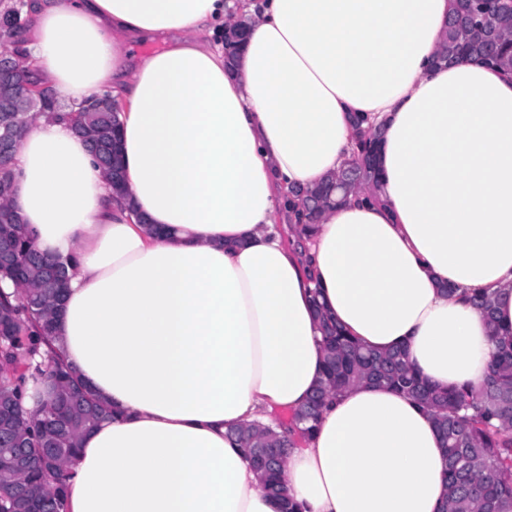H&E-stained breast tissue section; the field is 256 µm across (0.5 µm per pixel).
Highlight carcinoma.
<instances>
[{
    "instance_id": "cac0c4a2",
    "label": "carcinoma",
    "mask_w": 512,
    "mask_h": 512,
    "mask_svg": "<svg viewBox=\"0 0 512 512\" xmlns=\"http://www.w3.org/2000/svg\"><path fill=\"white\" fill-rule=\"evenodd\" d=\"M32 77L29 72L10 79L0 78V119L15 116L3 112L15 88ZM92 135L108 146L119 116L92 114ZM15 184L14 160L0 161V198L9 202ZM0 233L9 237L19 266L25 274L19 281L30 287L27 300L17 292L0 290V403L9 410L0 421V455L9 456L10 433L24 440L31 458L26 470L0 472V512H60V500L69 477L68 465L75 458L84 432L110 416L109 408L94 395L84 392L68 406L44 408L31 417L19 406L20 391L29 372L46 377L53 384L77 389L75 373L50 354L47 369H30L28 356L37 351L45 337L54 333V319L43 314L52 309L58 297L44 287L46 262L67 269V264L38 252L24 224H5ZM321 328L333 333L324 345L326 381L313 392L315 407L301 424L303 437L316 427L327 398L349 385L366 381L391 388L425 406L433 413L438 429L445 436L447 512H512V336L494 337L490 370L481 391L441 390L429 384L410 364L405 349L377 352L362 347L343 331L324 308L314 304ZM58 431L62 439L53 461L39 457V443L46 431Z\"/></svg>"
}]
</instances>
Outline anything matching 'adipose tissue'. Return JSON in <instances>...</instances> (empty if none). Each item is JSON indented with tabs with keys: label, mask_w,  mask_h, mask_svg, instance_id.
I'll return each mask as SVG.
<instances>
[{
	"label": "adipose tissue",
	"mask_w": 512,
	"mask_h": 512,
	"mask_svg": "<svg viewBox=\"0 0 512 512\" xmlns=\"http://www.w3.org/2000/svg\"><path fill=\"white\" fill-rule=\"evenodd\" d=\"M449 5L28 0L48 88L74 106L111 88L126 188L65 123L20 141L13 206L74 263L50 346L113 412L82 437L63 512H281L230 433L318 386V302L432 385L482 387L512 335V75L435 63ZM241 17L230 68L212 37ZM138 40L164 47L136 60ZM356 115L383 131L376 179L301 233L291 192L352 159ZM280 479L302 512L448 497L430 411L366 382L328 399Z\"/></svg>",
	"instance_id": "obj_1"
}]
</instances>
